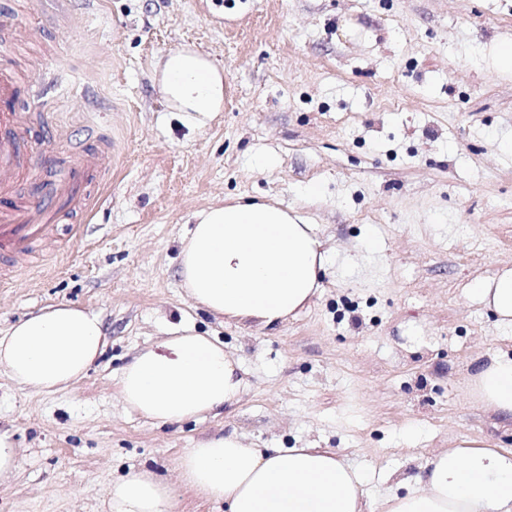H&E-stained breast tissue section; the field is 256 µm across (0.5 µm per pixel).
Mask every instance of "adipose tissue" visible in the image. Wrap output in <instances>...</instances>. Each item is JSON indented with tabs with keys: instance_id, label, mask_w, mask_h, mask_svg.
<instances>
[{
	"instance_id": "obj_1",
	"label": "adipose tissue",
	"mask_w": 512,
	"mask_h": 512,
	"mask_svg": "<svg viewBox=\"0 0 512 512\" xmlns=\"http://www.w3.org/2000/svg\"><path fill=\"white\" fill-rule=\"evenodd\" d=\"M160 90L187 123L201 126L224 105V76L205 54L169 53ZM180 285L196 307L230 320L271 325L295 316L320 287L327 253L313 225L275 204L236 202L196 212L179 240ZM471 293L512 330V268L472 283ZM102 319L57 303L0 336V368L42 392L72 386L104 352ZM241 365L219 339L186 325L143 348L123 368L129 410L158 423L198 419L237 402ZM483 411L512 422V354L486 355L466 382ZM182 484L223 502L225 512H512V449L475 441L429 457L414 488L369 500L362 471L325 448H255L229 434L202 439L178 460ZM111 512H173L165 479L129 467L109 488Z\"/></svg>"
}]
</instances>
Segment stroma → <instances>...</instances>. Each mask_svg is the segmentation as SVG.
<instances>
[{
	"label": "stroma",
	"mask_w": 512,
	"mask_h": 512,
	"mask_svg": "<svg viewBox=\"0 0 512 512\" xmlns=\"http://www.w3.org/2000/svg\"><path fill=\"white\" fill-rule=\"evenodd\" d=\"M23 41L38 200L56 162L112 144L90 211L54 230L56 255L0 283V336L59 302L99 314L109 344L72 387L43 393L0 370V433L19 452L0 512H109L129 467L176 485L174 512H224L177 485L185 449L215 434L256 448L336 450L367 491L416 477L460 439L512 449V423L473 403L482 355L512 331L468 285L512 267V0H0ZM188 46L224 71V108L184 124L158 84ZM319 195H308L309 187ZM269 202L314 225L322 286L288 321L217 320L179 283L194 213ZM378 252H368L366 237ZM217 336L247 372L218 415L157 425L117 390L140 348L181 324Z\"/></svg>",
	"instance_id": "obj_1"
}]
</instances>
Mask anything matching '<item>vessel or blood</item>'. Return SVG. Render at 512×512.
<instances>
[{"mask_svg": "<svg viewBox=\"0 0 512 512\" xmlns=\"http://www.w3.org/2000/svg\"><path fill=\"white\" fill-rule=\"evenodd\" d=\"M20 91L15 66L0 59V256L29 263L36 242L46 241L53 225L70 213L91 208V189L112 165V144L101 142L77 163L63 169L39 202L12 198L15 184L28 178L22 157L28 143L13 103Z\"/></svg>", "mask_w": 512, "mask_h": 512, "instance_id": "obj_1", "label": "vessel or blood"}]
</instances>
